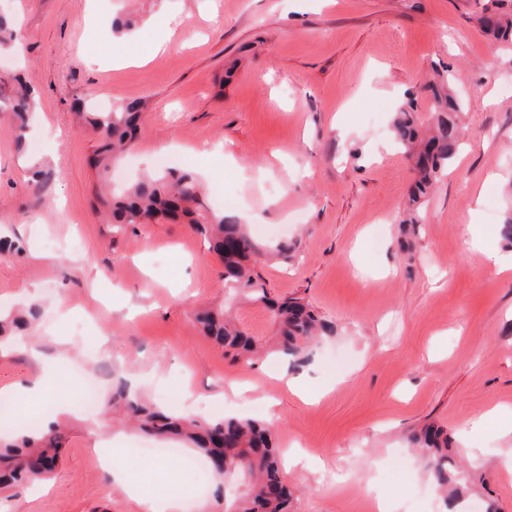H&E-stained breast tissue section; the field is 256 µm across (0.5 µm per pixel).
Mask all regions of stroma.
<instances>
[{
	"label": "stroma",
	"mask_w": 512,
	"mask_h": 512,
	"mask_svg": "<svg viewBox=\"0 0 512 512\" xmlns=\"http://www.w3.org/2000/svg\"><path fill=\"white\" fill-rule=\"evenodd\" d=\"M484 0H0V16L25 46L0 49V309L39 305L18 345L0 349V390L32 373V351L56 362L54 394L22 398L26 412L66 424L62 461L42 485L0 494V512H146L102 466L112 443L129 481H185L180 456L132 455L153 442L113 423L102 432L77 408L60 413L98 361L68 347V330L104 343L118 362L100 388L149 375L144 395L190 419L225 414L270 425L280 454L298 448L322 472L283 466L291 512H444L425 461L408 446L425 424L457 435L468 420L512 408V273L489 270L466 249L469 211L485 245L511 256L499 235L512 208V49L491 46L477 18ZM178 25L163 55L138 64L164 28ZM449 68L465 101V146L423 205L410 251L396 244L408 208L411 164L393 141L407 98L428 120L423 84ZM31 81L35 108L17 143L13 95ZM144 102L134 147L120 161L121 192L153 171L159 156L190 167L217 211L257 212L272 249L294 258L262 266L271 297H301L336 333L303 364L273 353L226 357L194 318L229 311L259 343L270 311L228 293L218 257L190 225L159 222L116 230L93 206L91 161L100 140L76 116L92 97ZM99 274L96 295L83 283ZM70 312H56L58 302ZM319 392L308 404L281 374ZM254 385L248 405L229 393ZM466 460L464 512H512L505 430L475 440ZM374 493H367L366 484Z\"/></svg>",
	"instance_id": "1"
}]
</instances>
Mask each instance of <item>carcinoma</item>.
<instances>
[{"instance_id":"carcinoma-1","label":"carcinoma","mask_w":512,"mask_h":512,"mask_svg":"<svg viewBox=\"0 0 512 512\" xmlns=\"http://www.w3.org/2000/svg\"><path fill=\"white\" fill-rule=\"evenodd\" d=\"M478 24L493 41L511 46L512 0H486ZM427 90L436 103L428 132L421 131L412 99L394 121V137L415 158L417 173L409 194L410 218L402 221L405 232L418 224L417 217L430 190L447 174L461 147L459 116L465 103L453 88L449 70L427 84ZM32 108L28 86L19 85L13 110L20 141ZM142 110L141 102L132 101L114 104L110 112H77L93 129L107 132L102 150L94 154L92 166L96 171L107 172L112 159L132 146ZM95 208L104 214L107 224H141L178 217L193 225L222 262L225 286L272 311L277 327L274 345L283 355L297 358L304 354L310 341L334 334V327L318 318L303 298L287 297L279 302L270 299L258 270L263 249L236 212L215 211L207 206L205 189L190 171L167 170L146 175L119 197L98 192ZM195 316L206 333L235 358L250 357L259 351L254 339L245 335L225 313L203 308ZM112 406L150 437H184L194 442L209 459L216 479L231 485L242 483L245 489L225 501V512H289L290 498L281 489L270 431L259 423L236 417L205 424L187 420L157 409L124 384L113 388ZM25 430V426L17 429L20 437L15 440L0 441L3 490L42 479L57 466L63 440L57 427H51L49 433L40 437L27 435ZM410 442L428 459L433 485L445 494L451 493L453 498L459 497L468 477L454 468V461L448 456V435L427 426L413 433Z\"/></svg>"}]
</instances>
